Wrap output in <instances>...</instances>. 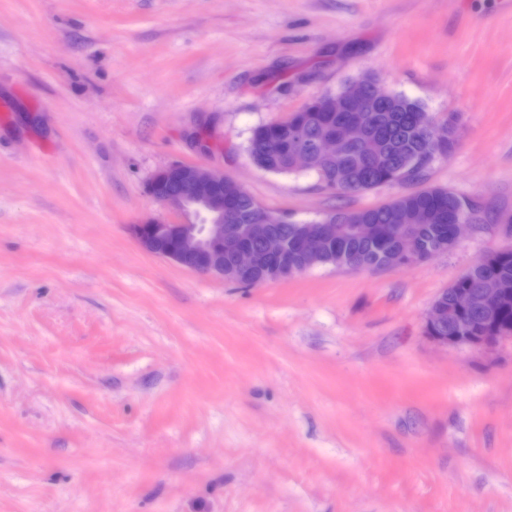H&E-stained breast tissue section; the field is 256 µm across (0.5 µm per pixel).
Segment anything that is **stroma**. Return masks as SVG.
<instances>
[{
  "instance_id": "1",
  "label": "stroma",
  "mask_w": 512,
  "mask_h": 512,
  "mask_svg": "<svg viewBox=\"0 0 512 512\" xmlns=\"http://www.w3.org/2000/svg\"><path fill=\"white\" fill-rule=\"evenodd\" d=\"M370 72L457 143L352 194L252 130ZM222 170L297 224L430 187L483 218L407 268L245 286L144 251L145 190ZM512 0H0V512H512V340L435 299L512 250Z\"/></svg>"
}]
</instances>
